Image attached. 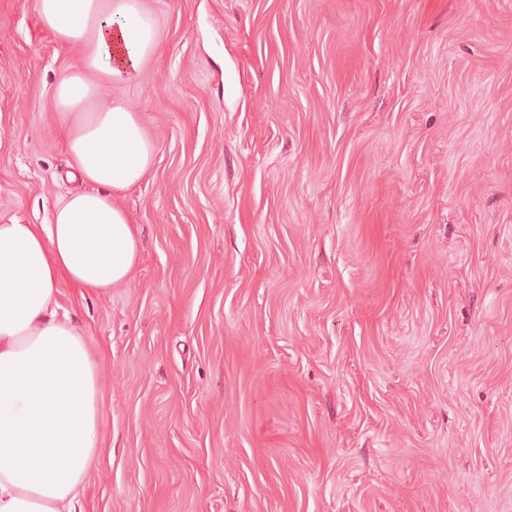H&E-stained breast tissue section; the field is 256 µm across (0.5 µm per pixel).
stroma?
<instances>
[{"label":"stroma","mask_w":512,"mask_h":512,"mask_svg":"<svg viewBox=\"0 0 512 512\" xmlns=\"http://www.w3.org/2000/svg\"><path fill=\"white\" fill-rule=\"evenodd\" d=\"M140 259L59 285L81 512H512V0H143ZM79 56L0 0V223L68 179Z\"/></svg>","instance_id":"obj_1"}]
</instances>
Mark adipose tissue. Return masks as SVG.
Instances as JSON below:
<instances>
[{"label": "adipose tissue", "mask_w": 512, "mask_h": 512, "mask_svg": "<svg viewBox=\"0 0 512 512\" xmlns=\"http://www.w3.org/2000/svg\"><path fill=\"white\" fill-rule=\"evenodd\" d=\"M41 24L80 53L55 89L70 165L87 188L47 224L0 223V512H74L103 419L99 368L57 314L60 281L104 294L140 254L122 205L155 161L140 118L97 84L137 80L159 42L141 0H37Z\"/></svg>", "instance_id": "ef3b65f1"}]
</instances>
